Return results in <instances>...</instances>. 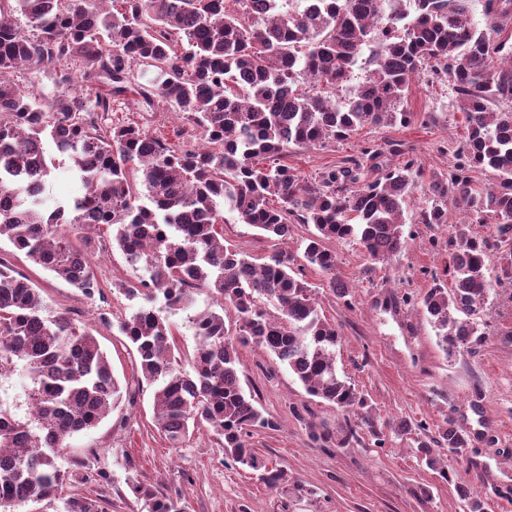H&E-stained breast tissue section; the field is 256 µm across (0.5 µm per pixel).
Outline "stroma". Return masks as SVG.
<instances>
[{"label": "stroma", "instance_id": "stroma-1", "mask_svg": "<svg viewBox=\"0 0 512 512\" xmlns=\"http://www.w3.org/2000/svg\"><path fill=\"white\" fill-rule=\"evenodd\" d=\"M412 118L408 125L368 126L348 139L325 148L288 150L287 162L305 179H314L327 166H341L359 157L364 146H382L381 166L413 158L424 173L444 172L466 134L463 114L448 82L426 74L416 79L405 101ZM112 120H145L157 134L172 136L181 121L156 103L142 113L139 97L127 94L113 105ZM460 214L449 209L446 224H406L407 244L388 260L370 259L353 241L333 243L336 271L324 273L306 264L303 251L312 225L297 224L288 239L277 241L242 223L233 212L224 214V243L258 261L273 252L292 256L311 286L321 316L338 328L342 342L336 368L373 407L383 427L384 446L369 433L345 448H323L314 442L315 426L338 428L346 415L307 396L300 383L262 349L240 347L241 382L258 407L273 415L279 428L259 430L249 438L270 464L287 470L290 480L311 488V495L275 491L254 472L226 459L219 436L208 429L190 433L182 447H170L154 418L152 389L143 386L134 402H122L88 434L75 437L61 461L82 458L90 469L109 473L104 493L108 512H142L131 491L133 482L153 485L180 498L184 512H463L453 485L416 459L417 431L395 436L386 423L407 420L425 423L436 435L451 419L470 431L466 456L442 451L441 457L458 480L474 492L492 484H512V297L506 290L493 296L483 318L487 338L482 344L446 356L422 310L403 304V294H423L433 274L448 262V238ZM112 232L96 235L94 273L101 294L88 298L65 281L13 253L0 243V260L31 277L52 310L99 331L114 375L135 381L138 355L116 324L137 306L118 290V282L135 281L137 273L109 242ZM349 290L339 299L332 289Z\"/></svg>", "mask_w": 512, "mask_h": 512}]
</instances>
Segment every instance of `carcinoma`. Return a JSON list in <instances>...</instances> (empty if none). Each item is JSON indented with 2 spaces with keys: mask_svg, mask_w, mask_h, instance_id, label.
<instances>
[{
  "mask_svg": "<svg viewBox=\"0 0 512 512\" xmlns=\"http://www.w3.org/2000/svg\"><path fill=\"white\" fill-rule=\"evenodd\" d=\"M117 1L109 10L106 0H0V241L91 298L101 286L90 233L112 227L127 263L149 273L139 286L122 284L142 304L119 331L153 387L170 447L210 428L227 458L271 489L288 486V473L247 440L253 430L278 429L240 383L238 347L249 344L285 366L308 395L357 416L382 445L367 400L336 371L340 334L293 259L276 252L257 263L224 245L217 222L227 206L277 240L294 223L311 224L304 259L325 273L336 269L330 242L353 241L375 260L400 253L404 205L423 177L413 161L374 165L376 176L356 189L367 174L355 159L309 182L281 158L292 146L325 148L367 125L408 124L410 83L430 68L453 86L468 132L457 162L429 177L414 223L446 224L450 205L464 219L448 238L443 276H433L417 304L446 355L482 343L484 305L512 282V55L503 60L497 42L512 24V0H482V28L472 0H413L402 27L407 0H317L303 12L277 11L269 0ZM369 44L367 79L337 101L352 57ZM72 64L81 71L78 91ZM23 69L51 77L54 94L15 79ZM129 92L148 108L165 103L190 129L168 140L136 123H106L112 103ZM58 156L86 192L50 203L45 186ZM477 170L493 173L492 189L475 187ZM488 218L496 221L492 233L474 235L470 224ZM74 227L84 233L80 245L68 234ZM198 290L218 309L191 319L187 370L169 315ZM224 307L235 313L233 333ZM97 334L52 313L32 279L0 261V378L20 371L30 381L27 418L0 406V512L57 500L56 512H105L106 500L87 488L104 485L107 474L86 471L78 459L67 469L58 463L70 440L97 428L123 399ZM311 438L324 446L359 441L351 426ZM470 444L469 432L449 420L437 436L417 440V453L450 482L439 449L462 456ZM68 484L78 491L64 498ZM131 490L146 512H182L180 500L150 485Z\"/></svg>",
  "mask_w": 512,
  "mask_h": 512,
  "instance_id": "obj_1",
  "label": "carcinoma"
}]
</instances>
